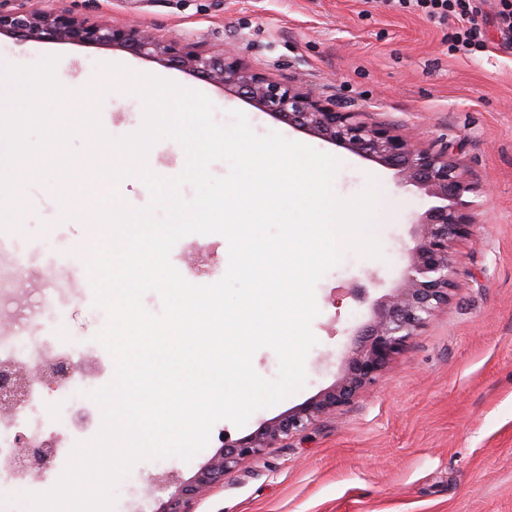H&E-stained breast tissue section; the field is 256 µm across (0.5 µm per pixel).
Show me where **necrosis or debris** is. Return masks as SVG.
I'll return each mask as SVG.
<instances>
[{"label":"necrosis or debris","mask_w":512,"mask_h":512,"mask_svg":"<svg viewBox=\"0 0 512 512\" xmlns=\"http://www.w3.org/2000/svg\"><path fill=\"white\" fill-rule=\"evenodd\" d=\"M68 266L65 255L44 256L18 247L13 237L0 233V308L13 303L19 277L39 271L34 278L33 299L12 319L11 325L0 326V365L9 364L37 370L45 362L57 358L73 363V352L58 353L55 336L46 334L44 322L56 310L67 303L62 293L64 281L61 277ZM41 393L39 381H32L27 402L10 418H0V453L15 445L18 433H26L31 447H39L50 427L30 428L28 413L33 410L37 396Z\"/></svg>","instance_id":"obj_1"}]
</instances>
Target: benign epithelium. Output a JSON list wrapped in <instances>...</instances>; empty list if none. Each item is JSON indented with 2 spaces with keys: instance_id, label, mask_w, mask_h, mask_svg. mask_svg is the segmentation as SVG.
Returning a JSON list of instances; mask_svg holds the SVG:
<instances>
[{
  "instance_id": "1",
  "label": "benign epithelium",
  "mask_w": 512,
  "mask_h": 512,
  "mask_svg": "<svg viewBox=\"0 0 512 512\" xmlns=\"http://www.w3.org/2000/svg\"><path fill=\"white\" fill-rule=\"evenodd\" d=\"M28 0H0V33L26 39L70 41L123 48L139 56L182 69L220 85L224 91L249 101L277 120L323 141L343 146L356 155L394 171L397 184L412 185L435 199V204L416 219L414 245L406 251L400 284L374 303V316L357 331L356 352L345 361L343 375L335 385L268 423L257 433L225 444L189 480L160 503L157 512H190V503L206 488L224 483V476L243 461L266 448L306 431L318 417L345 406L374 380L427 320L448 305L457 285L452 258L454 242L473 235L474 204L464 199L475 188L467 183L448 149L425 148L390 128L363 121L355 112L336 109V101L324 99L311 86L284 85L250 70L231 51L210 52L160 39L134 25L115 26L106 20L87 22L64 11L26 6ZM54 386L63 375L56 362H47L36 372L11 365L0 367V410L13 411L27 399L32 376ZM18 451L4 466L34 480L54 456L55 441L38 448L28 446L23 434L16 436Z\"/></svg>"
}]
</instances>
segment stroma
Wrapping results in <instances>:
<instances>
[{
	"label": "stroma",
	"mask_w": 512,
	"mask_h": 512,
	"mask_svg": "<svg viewBox=\"0 0 512 512\" xmlns=\"http://www.w3.org/2000/svg\"><path fill=\"white\" fill-rule=\"evenodd\" d=\"M485 19L481 46L453 50L456 21L437 24L422 11L379 0H32L92 21L136 22L159 38L219 52L240 50L254 70L282 83L311 85L349 111L447 148L475 188L476 226L453 255L459 282L448 301L396 353L375 383L353 403L320 416L300 435L268 448L227 474L192 505V512H512V31L501 21V0H476ZM56 54L60 81L93 77L100 63L118 61L206 94L214 118L231 124L243 111L260 135L271 131L337 157L338 197L379 191L370 230L382 255L345 252L317 283L318 343L305 361L298 392L256 411L245 426L217 422L207 447L191 461L171 456L137 463L117 488L115 512H156L159 499L193 477L220 448L330 388L351 354L355 332L373 316L405 265L416 216L429 199L416 187L397 188L394 173L348 150L284 124L193 73L166 67L119 48L0 34V64L31 65ZM100 120L114 137L138 130L143 106L134 95L109 94ZM67 182L32 183L21 196L26 240L41 254L74 249L86 232L61 220L58 197ZM207 246V264L227 269L219 234H190L170 262L193 284L215 283L192 257ZM76 297L50 332L61 344L109 358L96 339L108 315L95 306L82 258L72 257ZM362 285L369 301L344 293ZM58 448L38 480L0 468V512H24L3 496L51 489L65 467Z\"/></svg>",
	"instance_id": "stroma-1"
}]
</instances>
